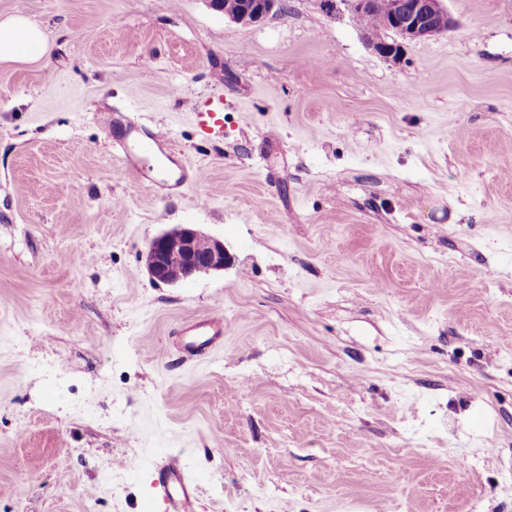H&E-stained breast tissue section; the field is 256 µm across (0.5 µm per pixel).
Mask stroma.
Masks as SVG:
<instances>
[{"instance_id":"1","label":"stroma","mask_w":512,"mask_h":512,"mask_svg":"<svg viewBox=\"0 0 512 512\" xmlns=\"http://www.w3.org/2000/svg\"><path fill=\"white\" fill-rule=\"evenodd\" d=\"M286 3L0 0L48 38L0 63V512H164L171 453L195 512H512V0L396 63ZM181 224L228 262L155 282ZM232 1H224V17L237 23L257 24L269 17L284 14L283 0H262L253 4L245 2L231 5ZM167 141V134L161 128L154 127L141 139L138 145V152L144 156L164 152ZM188 329L192 332L188 336H207L202 342L190 338L188 347L192 350L205 349L213 341L224 336V315L222 313H212L205 318L192 321ZM153 485L165 512H194L198 481L183 464L180 454H170L154 470Z\"/></svg>"}]
</instances>
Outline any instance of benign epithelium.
Returning <instances> with one entry per match:
<instances>
[{
    "label": "benign epithelium",
    "instance_id": "obj_1",
    "mask_svg": "<svg viewBox=\"0 0 512 512\" xmlns=\"http://www.w3.org/2000/svg\"><path fill=\"white\" fill-rule=\"evenodd\" d=\"M283 14L284 0H260L253 4L224 0V17L237 23L257 24ZM454 25L441 0H388L382 23L366 30L367 42L378 56L397 62L403 52L401 41L440 36ZM226 262L224 242L193 225H177L154 237L145 256L150 278L164 284L222 271Z\"/></svg>",
    "mask_w": 512,
    "mask_h": 512
}]
</instances>
